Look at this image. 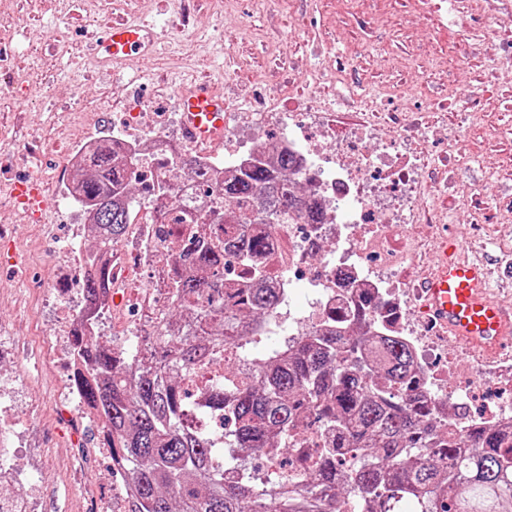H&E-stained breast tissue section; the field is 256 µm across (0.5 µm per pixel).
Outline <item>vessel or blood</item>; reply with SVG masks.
I'll use <instances>...</instances> for the list:
<instances>
[{
  "instance_id": "vessel-or-blood-1",
  "label": "vessel or blood",
  "mask_w": 512,
  "mask_h": 512,
  "mask_svg": "<svg viewBox=\"0 0 512 512\" xmlns=\"http://www.w3.org/2000/svg\"><path fill=\"white\" fill-rule=\"evenodd\" d=\"M155 38L153 29L122 21L107 26L97 52L105 63L116 65L133 53H147ZM184 126L192 141L211 142L224 133L228 102L209 86L194 85L180 98ZM492 269L484 261L464 256L460 242L443 237L437 262L418 288L434 327L463 348L485 356L504 354L512 336V306L495 300L489 291Z\"/></svg>"
}]
</instances>
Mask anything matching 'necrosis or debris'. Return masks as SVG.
Wrapping results in <instances>:
<instances>
[{"label": "necrosis or debris", "instance_id": "1", "mask_svg": "<svg viewBox=\"0 0 512 512\" xmlns=\"http://www.w3.org/2000/svg\"><path fill=\"white\" fill-rule=\"evenodd\" d=\"M342 104L344 112H352V120H344L343 113H336L329 104L309 110L280 99L252 112H226L220 152L187 140L179 112L136 113L131 122L114 127L112 137L127 156L138 158L140 167L151 171L142 193L152 211L157 207L153 184L168 179L170 172L157 161L172 145L194 152L203 169H229L265 149L261 142L242 149L239 129L277 128L278 150L292 152L297 160L291 181L322 202L325 216L319 224L256 225L267 248L254 257L248 271L236 265L226 267V286L277 289L280 302L267 315L266 324L269 336L282 349L322 326L336 309L357 303L363 295L374 296L377 306L369 315L370 331L399 340L411 350L421 389L438 420H446L449 411L461 407L466 425L512 422V357L493 363L477 360L462 349H449L447 336L409 317L420 302L408 268L426 259L417 228L431 229L444 221L424 196V153L415 147L393 152L392 138L376 121L380 107L375 95L351 86ZM307 116L313 118L317 134L305 133ZM342 123L348 126L349 143L344 147L336 144V128ZM372 141L382 144V154L365 150V143ZM65 218L63 232L49 231L40 245L52 268L51 279L43 280L38 290L40 306L50 315L49 336L39 345L18 336L0 352V490L18 495L23 512H35L36 501V487L21 463L17 427V412L25 404L19 395L24 381L53 371L71 415L99 419L76 392L87 375L79 347L100 337L98 324L84 318L86 303L78 293L80 277L89 270L85 248L91 225L83 210H67ZM135 235L139 240L135 256L112 251L103 257L110 279L102 295L120 303L125 324L122 339L128 352L138 349L146 329L157 325L171 300L168 268L158 258L150 219L136 224ZM298 286L312 292L311 302L303 309L293 304ZM250 370L249 361L229 350L220 359L185 373L181 383L200 407L208 382L243 380ZM326 443L320 432L299 428L288 451L267 452L264 472L280 477L298 473L297 454Z\"/></svg>", "mask_w": 512, "mask_h": 512}]
</instances>
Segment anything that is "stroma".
Returning <instances> with one entry per match:
<instances>
[{"label": "stroma", "instance_id": "35a3bbf8", "mask_svg": "<svg viewBox=\"0 0 512 512\" xmlns=\"http://www.w3.org/2000/svg\"><path fill=\"white\" fill-rule=\"evenodd\" d=\"M435 2L0 0V171L21 179L37 166L47 217L55 219L62 154L82 133L120 124L117 96L127 97L129 111L161 112L200 80L241 112L274 95L333 103L335 78L312 89L292 73L338 58L350 84L393 90V104L423 110L426 185L444 168L449 180L478 186L479 198L467 206L455 188L433 190L434 205L448 216L438 232L469 243V256L512 258V221L505 218L512 205V86L492 81L489 60L468 51L485 35L472 18L484 13L486 0H463V23L455 27ZM118 17L151 24L157 40L151 53L111 67L91 46ZM430 120L456 132L457 151L447 136L428 131ZM0 221L17 225L15 247L23 256L0 267V330L38 342L43 329L31 287L47 265L37 248L43 224L1 203ZM58 389L50 371L30 381L33 409L18 415L28 440L24 463L39 485L37 512H99L112 497L111 462L93 452L90 430L63 424Z\"/></svg>", "mask_w": 512, "mask_h": 512}]
</instances>
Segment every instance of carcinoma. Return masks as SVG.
<instances>
[{"instance_id":"cac0c4a2","label":"carcinoma","mask_w":512,"mask_h":512,"mask_svg":"<svg viewBox=\"0 0 512 512\" xmlns=\"http://www.w3.org/2000/svg\"><path fill=\"white\" fill-rule=\"evenodd\" d=\"M126 164L108 139L84 158L82 204L91 223L108 232L102 249L120 243L133 220L134 212L115 202L127 189ZM176 165L196 174L195 188L213 199L203 215L211 232L184 237L188 214L174 215L183 204L158 186L164 202L154 223L179 267L172 306L158 331L144 337L140 356L91 345V378L81 383L83 399L107 424L112 459L133 487L129 512H342L351 495L362 501L361 512H399L405 502L414 512H512V426L465 429L450 419L448 431L440 430L427 400L414 393L410 350L387 339L380 360L369 363L362 357L368 333L344 327L345 319L372 308L370 297L335 312L330 325L292 349L270 350L248 381L210 386L205 408L232 416L224 431L192 425L193 403L178 375L263 335L264 314L279 302L271 288H225L224 267L247 264L267 247L265 238L239 226L273 216L276 205L282 219L308 224L318 223L321 211L292 190L294 157L286 151L275 166L253 158L231 176L196 171L189 154ZM106 280L105 267L90 270L84 291L95 297ZM303 416L334 435L335 445L306 455L299 478L261 483L238 451L288 447ZM236 466L240 480L224 482V471Z\"/></svg>"}]
</instances>
